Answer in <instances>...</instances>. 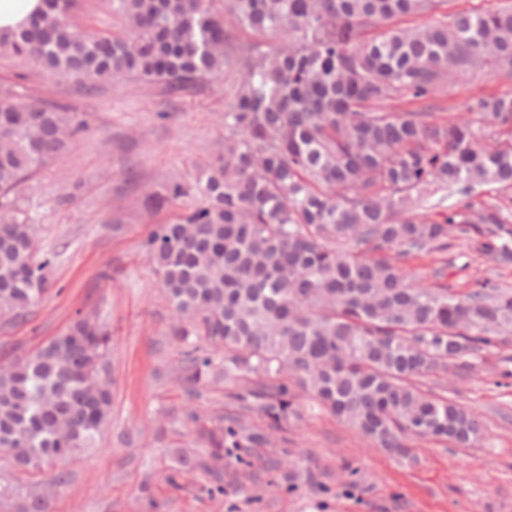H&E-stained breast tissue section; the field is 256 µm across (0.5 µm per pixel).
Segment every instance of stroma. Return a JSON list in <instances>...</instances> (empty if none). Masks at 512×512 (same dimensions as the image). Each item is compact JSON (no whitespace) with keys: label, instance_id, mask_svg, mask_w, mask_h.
Returning a JSON list of instances; mask_svg holds the SVG:
<instances>
[{"label":"stroma","instance_id":"1","mask_svg":"<svg viewBox=\"0 0 512 512\" xmlns=\"http://www.w3.org/2000/svg\"><path fill=\"white\" fill-rule=\"evenodd\" d=\"M240 80L233 64L179 94L118 79L88 95L0 55V96L57 103L89 123L20 194L39 221L40 251L55 254L49 290L24 317H0V365L45 344L80 313L110 333V418L95 448L65 464L68 479L55 489L51 512H512V344L478 352L468 375L421 380L423 390L479 414L473 447L415 438L414 462H401L307 398L300 418L288 421V447L239 448L214 463L222 488L198 472L174 477L170 442L217 427L234 411L227 394L239 385L219 377L191 397L180 382L183 345L170 334V304L141 248L167 213H151L146 194L192 179L213 159ZM491 95H512V80L479 71L449 90L448 104L463 116L468 103ZM403 267L426 284L443 269L461 293L483 281L512 289V263L478 251L471 236ZM188 404L202 412L199 423L182 422Z\"/></svg>","mask_w":512,"mask_h":512}]
</instances>
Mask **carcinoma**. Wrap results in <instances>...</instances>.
Segmentation results:
<instances>
[{"label":"carcinoma","instance_id":"cac0c4a2","mask_svg":"<svg viewBox=\"0 0 512 512\" xmlns=\"http://www.w3.org/2000/svg\"><path fill=\"white\" fill-rule=\"evenodd\" d=\"M111 2L127 22L122 36L77 29L75 0H44L27 26L0 33V49L88 92L119 77L188 88L228 63L211 0ZM444 2L224 0L234 26L276 42L247 49L224 153L150 197L195 205L156 225L143 249L186 345L182 383L216 369L242 381L230 399L264 414L268 431L226 417L203 436L205 452L176 457V472L235 448L288 445L303 390L392 456H411L410 436L461 447L478 436L474 412L426 395L418 379L459 375L476 353L508 344L512 289L460 294L410 279L402 262L445 254L471 231L481 251L512 260V197L425 214L450 189L468 198L477 185L512 187V96L479 100L473 120L442 105L458 75L512 78V5L400 26ZM86 127L55 104L0 99V314L18 318L40 299L52 263L35 256L39 225L16 191ZM201 338L224 348L220 367ZM109 342L101 324L79 318L0 369V456L17 472L46 471L62 485L67 473L52 466L94 447L111 412Z\"/></svg>","mask_w":512,"mask_h":512}]
</instances>
